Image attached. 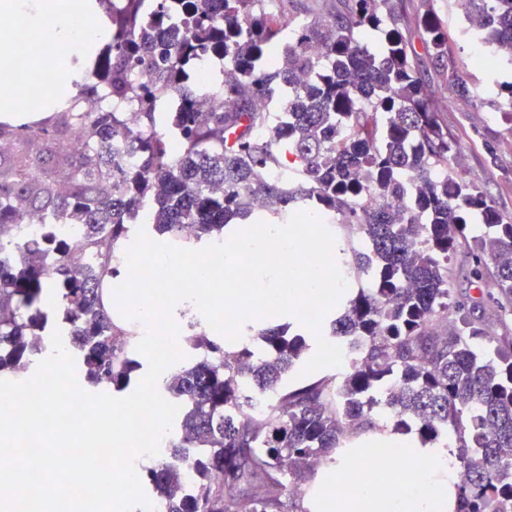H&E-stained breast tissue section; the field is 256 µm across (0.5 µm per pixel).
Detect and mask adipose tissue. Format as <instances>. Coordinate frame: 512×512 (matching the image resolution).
I'll list each match as a JSON object with an SVG mask.
<instances>
[{"mask_svg": "<svg viewBox=\"0 0 512 512\" xmlns=\"http://www.w3.org/2000/svg\"><path fill=\"white\" fill-rule=\"evenodd\" d=\"M0 15L19 20L28 36L22 43L12 27L0 28V66L5 68L22 55L37 71L47 53L64 48L76 55L104 37L101 27L86 15L84 0H0ZM453 470L444 462L421 469L407 459L359 484L357 494L377 512H448L453 500L443 494L438 476Z\"/></svg>", "mask_w": 512, "mask_h": 512, "instance_id": "ef3b65f1", "label": "adipose tissue"}]
</instances>
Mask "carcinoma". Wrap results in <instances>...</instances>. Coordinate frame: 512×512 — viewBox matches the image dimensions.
<instances>
[{"label": "carcinoma", "instance_id": "1", "mask_svg": "<svg viewBox=\"0 0 512 512\" xmlns=\"http://www.w3.org/2000/svg\"><path fill=\"white\" fill-rule=\"evenodd\" d=\"M108 18L110 53L98 56L94 79L80 87L100 93L93 120L99 138L81 151L72 135L88 120L77 103L59 100L37 128L0 121V372L29 367L41 349L30 342L44 328L40 305L63 310L65 333L87 383L123 391L137 363L115 331L102 288L108 246L129 244V225L149 211V223L174 239L191 226L193 243L224 236L235 219L281 224L308 209L333 210L341 226L359 231L370 253L357 266H375V287L352 289L322 336L353 351L351 364L332 378L288 385L310 350L311 330L288 317L257 329L268 355L247 344L221 345L192 337L196 360L170 371L159 392L183 406L177 442L145 477L167 512H280L288 485L314 470L313 460L336 463L345 432L359 435L394 416V431L415 432L421 444L457 449L455 512H512V336L486 331L452 300L450 262L470 267L483 288L498 292L503 318L512 317V221L488 192L459 179V141L448 134L433 99L416 76L418 53L402 32L398 0H343L328 21L304 24L299 44L285 38L287 21L260 11L262 0H190L185 27L163 26L167 0H155L158 23L145 27L139 2ZM468 33L489 46L512 47V0H467ZM420 27L435 62L449 56L448 30L432 11ZM382 36L373 49L358 33ZM322 44L320 54L309 51ZM224 50L237 77L224 100L206 111L191 104L163 112L155 101L174 86L177 60L192 52ZM145 73L149 80L141 82ZM288 124L256 106L283 83H296ZM448 87L456 98H485L471 90L453 62ZM133 99L140 111L124 112ZM262 128L265 136H255ZM184 142L171 153L167 136ZM121 143L135 156L125 166ZM283 166L287 182L264 177ZM370 187L384 200L364 209ZM260 197L266 210L253 207ZM79 224L72 246L94 256L75 265L62 256L46 269L40 252L15 240L27 218ZM477 221L485 231L473 235ZM460 323L438 330L448 314ZM486 345L478 352L475 342ZM267 392L259 416L246 411ZM201 467L192 499L179 496L188 467ZM214 469L221 478L211 480Z\"/></svg>", "mask_w": 512, "mask_h": 512}]
</instances>
